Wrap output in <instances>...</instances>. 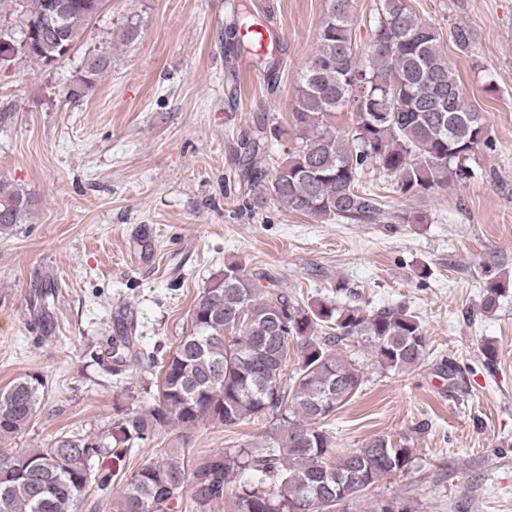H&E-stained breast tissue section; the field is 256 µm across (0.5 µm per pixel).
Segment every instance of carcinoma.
<instances>
[{
  "instance_id": "cac0c4a2",
  "label": "carcinoma",
  "mask_w": 512,
  "mask_h": 512,
  "mask_svg": "<svg viewBox=\"0 0 512 512\" xmlns=\"http://www.w3.org/2000/svg\"><path fill=\"white\" fill-rule=\"evenodd\" d=\"M317 47L298 74L291 105L287 157L265 182L268 136L258 122L241 138L244 177L286 208L320 221L375 223L383 203L363 187L375 171L396 181L403 195L421 196L474 176L472 156L489 145L482 113L468 103L436 27L409 0H385L374 20L368 52L353 40L355 0H325ZM102 0H0V12L18 28L0 25V67L18 59L48 66L67 55ZM257 25L244 3L226 23L228 47L269 74L275 87L279 61L258 51L244 32ZM112 66V54L94 49L82 59L68 90L77 101ZM353 112L352 127L338 129L336 114ZM30 204L23 190H0V233L20 223ZM512 281L486 283L481 309H498ZM41 289L30 298L34 326L51 329ZM243 328L224 337L236 313ZM368 343L380 368L406 372L427 351L417 316L403 306L366 310L332 300L299 299L284 288L264 294L237 264H226L197 295L190 326L169 353L151 358L158 369L155 404L128 409L113 426V443L84 435L61 437L43 448L0 456V512H75L89 489L104 492L112 473L92 469L95 457L120 459L125 450L164 428L178 430V445L128 479L117 512H212L230 499V512H356L363 492L412 463L411 441L375 436L358 448L336 449L322 422L351 402L363 373L342 355L353 339ZM298 366L288 368L291 343ZM45 384L37 374L0 388V444L23 435L38 411ZM267 421L260 442L193 457V433L205 422L238 426ZM239 485L227 493L228 483ZM371 512H414L392 496Z\"/></svg>"
}]
</instances>
